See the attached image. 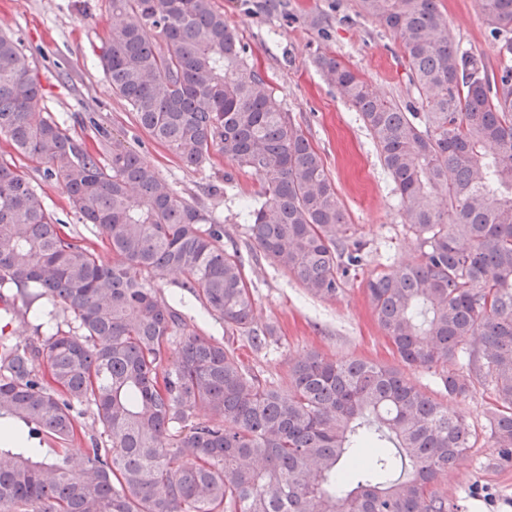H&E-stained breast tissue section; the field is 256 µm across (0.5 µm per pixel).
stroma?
<instances>
[{
  "label": "stroma",
  "mask_w": 512,
  "mask_h": 512,
  "mask_svg": "<svg viewBox=\"0 0 512 512\" xmlns=\"http://www.w3.org/2000/svg\"><path fill=\"white\" fill-rule=\"evenodd\" d=\"M214 0L236 27L248 56L267 77L285 112L301 126L321 155L344 204L354 235L367 244L365 273L412 260L415 243L401 218L399 200L372 140L355 109L340 97L313 64L325 52L356 70L380 94L400 104L416 98L393 36L376 20L357 15L356 0ZM461 50L483 56L491 69L506 59L487 30L476 0H440ZM321 15V28L308 15ZM110 16L109 0H0V22L23 42L44 89L40 111L62 123L68 134L94 142L95 126L128 141L141 158L181 196L196 198L224 223V247L239 251L255 301V323L274 337L262 349L247 337L226 333L222 324L195 308L188 324L199 334L223 338L245 368L280 390L290 385L294 359L311 349L333 359H366L402 370L422 392L463 415L476 429L475 447L441 474L436 487L462 512H512V462L499 461L485 435L491 394L476 383L467 398L448 397L438 372L405 366L382 331L360 277L346 279L331 300L309 296L291 276L265 259L237 214L257 197V176L238 170L221 155L189 170L141 127L126 102L113 94L99 63ZM29 180L63 223L65 233L110 260L97 232L82 224L61 181L45 178L41 165H25ZM220 194H209L211 185Z\"/></svg>",
  "instance_id": "stroma-1"
}]
</instances>
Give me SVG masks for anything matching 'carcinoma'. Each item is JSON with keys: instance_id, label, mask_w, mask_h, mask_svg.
Returning <instances> with one entry per match:
<instances>
[{"instance_id": "1", "label": "carcinoma", "mask_w": 512, "mask_h": 512, "mask_svg": "<svg viewBox=\"0 0 512 512\" xmlns=\"http://www.w3.org/2000/svg\"><path fill=\"white\" fill-rule=\"evenodd\" d=\"M397 42L426 112L402 107L320 53L324 79L360 112L394 183L416 256L365 288L401 361L441 369L467 398L485 382V434L512 461V67L498 76L460 49L438 0H356ZM512 55V0H478ZM139 124L187 169L213 153L260 180L240 215L264 257L313 297L362 267L322 157L285 112L214 0H111L99 56ZM25 73L21 85L17 75ZM42 85L0 28V512H461L436 489L478 433L391 367L299 355L281 392L234 350L188 329L156 281L176 278L259 349L254 301L224 225L177 194L139 154L94 126L99 148L36 111ZM62 181L112 254L65 234L18 160ZM35 307L42 342H6L11 287ZM52 308L43 306L42 300ZM71 316L62 330L57 308ZM178 353L170 360L173 337ZM103 441L80 461L74 404ZM46 438L59 447H33ZM353 467L344 468L345 461Z\"/></svg>"}]
</instances>
